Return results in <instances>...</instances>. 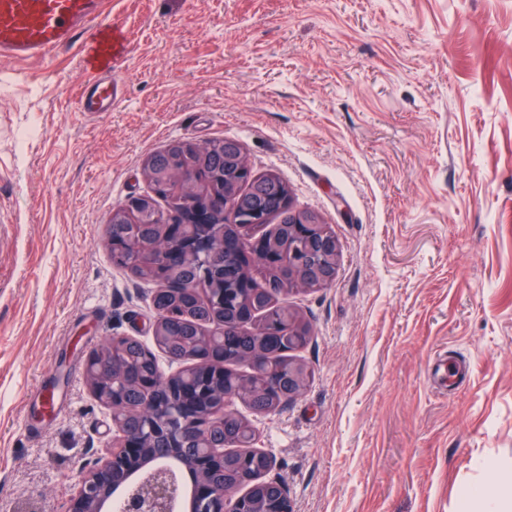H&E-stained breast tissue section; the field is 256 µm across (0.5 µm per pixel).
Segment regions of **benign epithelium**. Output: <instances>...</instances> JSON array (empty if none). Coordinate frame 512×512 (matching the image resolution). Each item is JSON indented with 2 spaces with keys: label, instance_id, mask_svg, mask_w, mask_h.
I'll use <instances>...</instances> for the list:
<instances>
[{
  "label": "benign epithelium",
  "instance_id": "obj_1",
  "mask_svg": "<svg viewBox=\"0 0 512 512\" xmlns=\"http://www.w3.org/2000/svg\"><path fill=\"white\" fill-rule=\"evenodd\" d=\"M225 152L226 162L235 167L241 182L249 186L261 182V177L249 167L239 142L225 141ZM237 210V205L224 196L205 203L190 202L163 216L164 241L184 244L185 270L213 278L207 302L217 319L204 336L210 351L224 349V309L229 296L224 279L216 273L222 258L218 244L224 240V225L211 223V218L218 211ZM269 220L270 216L264 213L244 215L237 221L238 227L246 232L245 239L250 241L242 257L252 266L288 267L296 275L295 289H307L309 278L315 275L325 284L330 282L331 275L322 270L337 266L339 249L334 247L335 236L329 226L312 215L297 216L286 237L277 240L265 234L256 235ZM273 335L279 337L288 351L299 348L296 337L270 322L258 336L255 351L266 353L273 345ZM129 340V336H115L109 344L110 352L96 350L86 358V380L94 396L111 409L121 438L104 460L83 471L68 512H102L105 503L122 489L124 512H173L178 490L167 461L174 457L180 458L197 478L190 512H293L286 484L279 478L267 477L266 470L260 480L280 494L281 507L277 509L267 508L261 499L245 492L235 496L224 486V420L229 418L226 410L234 395L222 387H209L207 370H196L201 376L196 384L185 377L160 378L148 374L136 386L135 403L120 377L102 374L105 360H110L114 367L119 364L121 347ZM254 376L261 384L276 385L287 380L288 389L281 394V401L285 402L299 395L307 371L295 360L288 364V372L281 379L272 377L270 372H256ZM133 415L138 417V425L131 430L126 421Z\"/></svg>",
  "mask_w": 512,
  "mask_h": 512
}]
</instances>
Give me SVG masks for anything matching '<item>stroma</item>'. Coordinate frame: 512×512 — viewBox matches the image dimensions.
<instances>
[{
    "label": "stroma",
    "mask_w": 512,
    "mask_h": 512,
    "mask_svg": "<svg viewBox=\"0 0 512 512\" xmlns=\"http://www.w3.org/2000/svg\"><path fill=\"white\" fill-rule=\"evenodd\" d=\"M123 101L77 49L0 64V512H66L119 433L84 380L152 345L114 206L177 140L234 138L329 224L333 283L279 295L307 381L237 412L294 512H455L512 469V0H112Z\"/></svg>",
    "instance_id": "1"
}]
</instances>
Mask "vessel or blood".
Masks as SVG:
<instances>
[{"label":"vessel or blood","instance_id":"b4317fda","mask_svg":"<svg viewBox=\"0 0 512 512\" xmlns=\"http://www.w3.org/2000/svg\"><path fill=\"white\" fill-rule=\"evenodd\" d=\"M106 0H0V61H42L87 36L85 63L91 77L76 99L81 114L111 111L122 99L112 62L119 49L104 24Z\"/></svg>","mask_w":512,"mask_h":512}]
</instances>
